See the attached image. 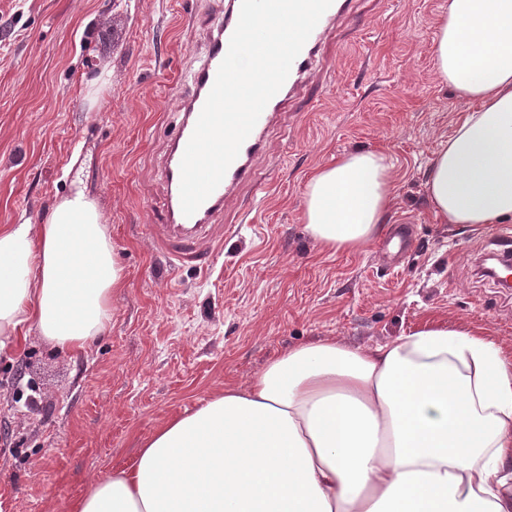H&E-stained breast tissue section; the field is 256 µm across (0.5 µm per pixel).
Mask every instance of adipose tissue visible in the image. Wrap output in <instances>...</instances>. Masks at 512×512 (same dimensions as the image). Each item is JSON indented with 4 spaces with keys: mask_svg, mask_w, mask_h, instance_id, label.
I'll return each mask as SVG.
<instances>
[{
    "mask_svg": "<svg viewBox=\"0 0 512 512\" xmlns=\"http://www.w3.org/2000/svg\"><path fill=\"white\" fill-rule=\"evenodd\" d=\"M433 57L478 104L430 161L434 210L449 224L512 221V0H447ZM394 191L388 155L344 154L306 183L303 222L324 250L361 252ZM124 283L84 188L40 223L1 224L0 353L30 335L85 348ZM76 512H512V363L478 333L429 323L375 347L299 345L158 427Z\"/></svg>",
    "mask_w": 512,
    "mask_h": 512,
    "instance_id": "1",
    "label": "adipose tissue"
}]
</instances>
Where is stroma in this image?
<instances>
[{"mask_svg": "<svg viewBox=\"0 0 512 512\" xmlns=\"http://www.w3.org/2000/svg\"><path fill=\"white\" fill-rule=\"evenodd\" d=\"M442 5L357 0L256 161L269 197L202 273L171 266L150 227L181 76L225 0H0V224L40 222L77 163L126 273L107 333L83 351L32 336L0 358V512H75L92 480L131 464L164 421L298 345L373 347L432 322L512 358V288L478 271L512 222L446 224L425 194L431 157L474 108L434 69ZM103 70L111 85L90 99ZM355 150L394 164L389 221L412 222L416 238L397 270L374 244L322 250L302 222L308 177ZM30 387L34 408L13 399Z\"/></svg>", "mask_w": 512, "mask_h": 512, "instance_id": "stroma-1", "label": "stroma"}]
</instances>
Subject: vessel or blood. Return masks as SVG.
Segmentation results:
<instances>
[{
	"label": "vessel or blood",
	"instance_id": "obj_1",
	"mask_svg": "<svg viewBox=\"0 0 512 512\" xmlns=\"http://www.w3.org/2000/svg\"><path fill=\"white\" fill-rule=\"evenodd\" d=\"M351 2L333 0L294 61L285 83L265 106L219 186L193 215L187 216L181 208L180 164L239 20L241 0H228L223 15L206 36V54L202 63L189 75L188 91L180 101V119L167 137V148L162 159L163 216L160 223L152 225L151 230L157 246L165 249L177 266H192L202 271L209 269L221 250L215 247L207 252L202 251L201 242L218 225L222 226L224 235L228 237L234 236L239 230L238 225L222 222L232 197L246 184L251 185L256 194L266 193V185L255 180L254 163L266 147L272 125L282 109L299 93L306 76L317 65L325 41L348 15ZM414 243L408 224L393 225L380 246L385 266L392 270L398 268Z\"/></svg>",
	"mask_w": 512,
	"mask_h": 512
}]
</instances>
